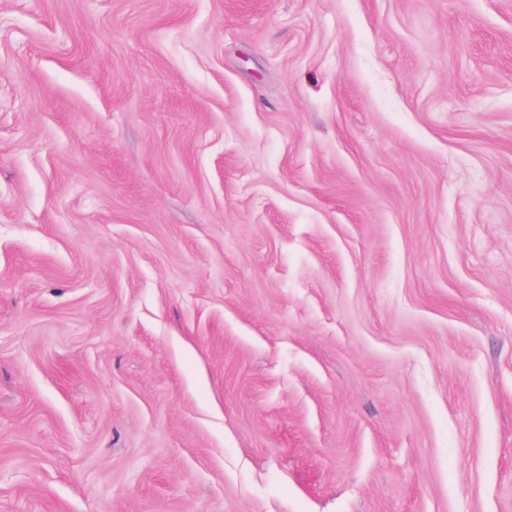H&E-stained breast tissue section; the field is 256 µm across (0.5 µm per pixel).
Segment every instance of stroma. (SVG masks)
Instances as JSON below:
<instances>
[{
  "mask_svg": "<svg viewBox=\"0 0 512 512\" xmlns=\"http://www.w3.org/2000/svg\"><path fill=\"white\" fill-rule=\"evenodd\" d=\"M0 512H512V0H0Z\"/></svg>",
  "mask_w": 512,
  "mask_h": 512,
  "instance_id": "obj_1",
  "label": "stroma"
}]
</instances>
